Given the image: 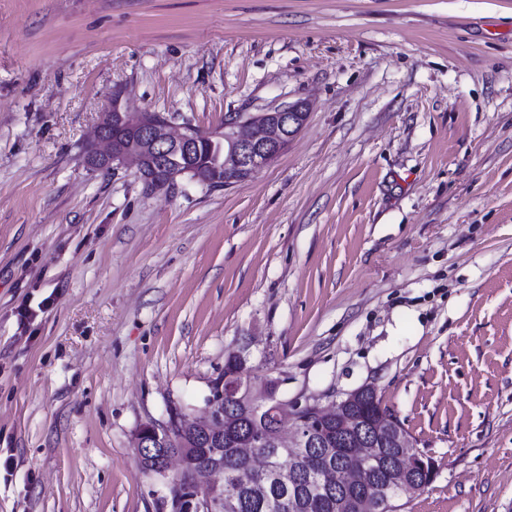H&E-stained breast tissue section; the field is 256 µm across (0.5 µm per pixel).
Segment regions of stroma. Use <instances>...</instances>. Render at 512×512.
Returning a JSON list of instances; mask_svg holds the SVG:
<instances>
[{
    "instance_id": "stroma-1",
    "label": "stroma",
    "mask_w": 512,
    "mask_h": 512,
    "mask_svg": "<svg viewBox=\"0 0 512 512\" xmlns=\"http://www.w3.org/2000/svg\"><path fill=\"white\" fill-rule=\"evenodd\" d=\"M116 95L309 116L150 194L83 161ZM238 351L374 385L437 466L400 512H512V0H0V512H172L134 432Z\"/></svg>"
}]
</instances>
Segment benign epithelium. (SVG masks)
Segmentation results:
<instances>
[{"label": "benign epithelium", "instance_id": "benign-epithelium-1", "mask_svg": "<svg viewBox=\"0 0 512 512\" xmlns=\"http://www.w3.org/2000/svg\"><path fill=\"white\" fill-rule=\"evenodd\" d=\"M308 117L307 105L297 102L282 105L263 112L253 118L224 124V130L216 135L224 137L231 149L224 160V168L241 170L247 174L270 164L288 146L304 126ZM202 133L192 124L185 122L173 129L170 120L160 114L149 112H127L121 108L120 99L115 97L112 105L104 113L103 119L95 127L93 139L85 146V162L94 169L122 168L130 160L136 164V174L148 190L158 191L156 164L169 146L191 147L197 143ZM248 358L237 353V373L225 378L219 385H210L203 415L195 420L173 410L165 422L150 421L141 424L134 434V448L137 459L145 461L146 472H156L167 478V483L177 489L174 512H216L219 504H224L226 512H234L237 499L224 500V486L221 479L203 472L209 485L201 489L197 484L186 482L182 474L169 476L172 451L169 450L173 432L197 431L207 443L220 444L224 440V398L242 392L250 385L247 372ZM268 401L267 417L279 426L285 415H297L304 407L314 408L310 425L300 426L287 436L279 432L276 447L288 451L291 458H301L308 449H322L321 487L326 491L336 490V512H347L345 494L355 491L365 493L370 503V512H396L398 507L394 497L379 488L375 475L382 464L383 449L370 447L369 438L386 435L392 445L400 449V464L390 471L392 482L412 484L417 489L428 486L435 478V461L423 454L407 434L395 426L394 420L386 415L378 417L374 429L367 437H358L351 453L362 460L360 467L341 470L335 465L334 450L329 430L340 434H355L361 428V419L349 407L361 400H376L377 390L372 385H363L348 393L340 401H332L324 406L317 401L302 403L289 402L278 397V382L266 383ZM264 444L250 436L235 443V452L252 460L256 449ZM266 478L282 483L292 489L300 486L303 473L294 468L282 473L272 458L263 465Z\"/></svg>", "mask_w": 512, "mask_h": 512}]
</instances>
